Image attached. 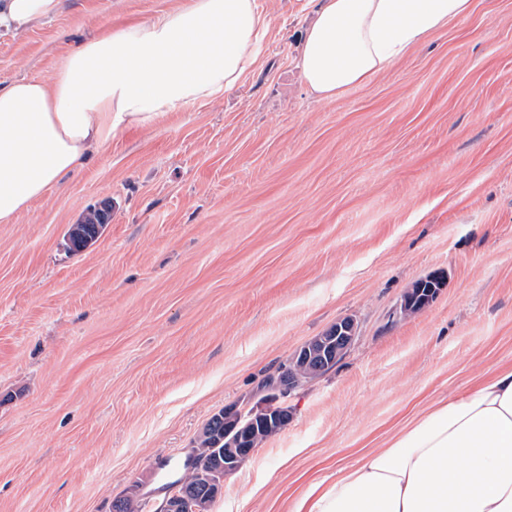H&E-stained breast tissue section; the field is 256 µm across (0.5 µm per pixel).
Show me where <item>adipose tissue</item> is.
Returning <instances> with one entry per match:
<instances>
[{"label": "adipose tissue", "instance_id": "obj_1", "mask_svg": "<svg viewBox=\"0 0 512 512\" xmlns=\"http://www.w3.org/2000/svg\"><path fill=\"white\" fill-rule=\"evenodd\" d=\"M59 8L0 0V28L23 30ZM471 10L472 0H322L302 75L335 98ZM268 27L256 0H190L85 41L51 80L0 86V224L83 169L121 127L234 87L258 64ZM297 512H512V365L313 484Z\"/></svg>", "mask_w": 512, "mask_h": 512}]
</instances>
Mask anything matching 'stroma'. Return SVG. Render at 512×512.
<instances>
[{"instance_id":"35a3bbf8","label":"stroma","mask_w":512,"mask_h":512,"mask_svg":"<svg viewBox=\"0 0 512 512\" xmlns=\"http://www.w3.org/2000/svg\"><path fill=\"white\" fill-rule=\"evenodd\" d=\"M187 0H61L0 29V85L48 80L99 32ZM261 60L0 224V512H156L160 466L342 317V361L210 512H296L437 400L512 363V0L474 10L332 100L299 68L319 0H257ZM111 202L100 237L67 232ZM432 272L422 311L395 308Z\"/></svg>"}]
</instances>
